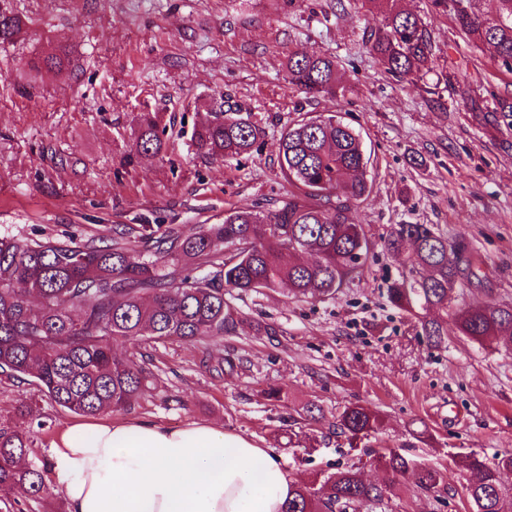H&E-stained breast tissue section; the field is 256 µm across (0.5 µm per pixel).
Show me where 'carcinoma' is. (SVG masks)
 <instances>
[{"instance_id": "carcinoma-1", "label": "carcinoma", "mask_w": 512, "mask_h": 512, "mask_svg": "<svg viewBox=\"0 0 512 512\" xmlns=\"http://www.w3.org/2000/svg\"><path fill=\"white\" fill-rule=\"evenodd\" d=\"M474 0H432L452 15L476 49L512 74V0H497L491 17ZM21 18L0 0V46L15 42ZM366 47L400 81L431 72L437 55L422 19L386 9ZM66 72L70 51L50 48L28 64V78L42 67ZM288 84L305 94L332 99L345 92L336 63L326 56L288 53ZM495 121L512 129V95L491 93ZM165 128L145 113L134 132L135 154L159 155ZM263 130L238 113L213 112L197 129L200 148L215 158H237L257 145ZM283 178L294 187L273 209L224 210L221 224L190 232L140 224L112 230L98 241L29 243L0 236V374L34 380L62 409L96 415L125 409L150 383L152 372L137 355L119 356L114 344L137 336L201 341L232 332L236 319L225 295L281 289L292 298H333L370 251L361 224L349 221L351 206L367 199L369 157L360 134L336 120L316 116L289 126L277 142ZM384 249L404 256L408 271L386 289L394 307L418 314L422 335L439 346L445 330L432 313L448 314L452 291L472 283L470 250L428 224H396ZM458 332L481 345L512 346V305L485 303L454 312ZM383 427L380 416L352 404L336 417L349 442ZM30 438L0 426V490L33 496L49 490L44 472L22 468ZM457 466L472 473L466 493L471 512H512V454L489 466L474 455ZM386 481L363 478L351 464L295 488L282 512H385L388 493L412 474L425 492H447L444 473L417 466L395 452L385 461Z\"/></svg>"}]
</instances>
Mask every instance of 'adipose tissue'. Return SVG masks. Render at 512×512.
<instances>
[{
    "instance_id": "adipose-tissue-1",
    "label": "adipose tissue",
    "mask_w": 512,
    "mask_h": 512,
    "mask_svg": "<svg viewBox=\"0 0 512 512\" xmlns=\"http://www.w3.org/2000/svg\"><path fill=\"white\" fill-rule=\"evenodd\" d=\"M69 512H281L297 479L208 423H80L52 450Z\"/></svg>"
}]
</instances>
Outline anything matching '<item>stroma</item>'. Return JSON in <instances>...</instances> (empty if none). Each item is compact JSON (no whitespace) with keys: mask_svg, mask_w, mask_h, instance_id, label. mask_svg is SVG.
<instances>
[{"mask_svg":"<svg viewBox=\"0 0 512 512\" xmlns=\"http://www.w3.org/2000/svg\"><path fill=\"white\" fill-rule=\"evenodd\" d=\"M24 25L0 47V234L28 242L100 237L119 224L183 230L218 224L230 207L274 204L291 190L275 143L304 115L334 114L359 132L370 158L369 198L354 205L372 247L329 300L282 291L240 292L233 332L202 342L140 336L118 353L141 354L153 378L112 421L222 426L277 454L289 473L323 476L356 461L379 478L397 450L443 471L445 499L403 481L389 512H469L455 456L486 463L512 453V352L461 336L430 346L418 318L391 306L386 287L404 260L381 238L396 224H428L479 258V281L453 292V308L512 304V131L466 100L512 93L500 73L431 0H396L425 22L439 55L433 72L395 81L365 45L378 8L355 0H8ZM73 50L65 75L22 74L51 44ZM333 57L344 96L306 97L286 80L289 51ZM240 110L264 140L250 155L212 159L195 126ZM166 127L158 157H134L141 113ZM232 359L234 370L219 367ZM352 403L377 411L379 433L349 443L336 417ZM322 419L303 426L304 407ZM33 381L0 376V424L30 435L25 466L46 469L59 437L86 422ZM0 512H67L60 488L35 498L0 494Z\"/></svg>","mask_w":512,"mask_h":512,"instance_id":"stroma-1","label":"stroma"}]
</instances>
